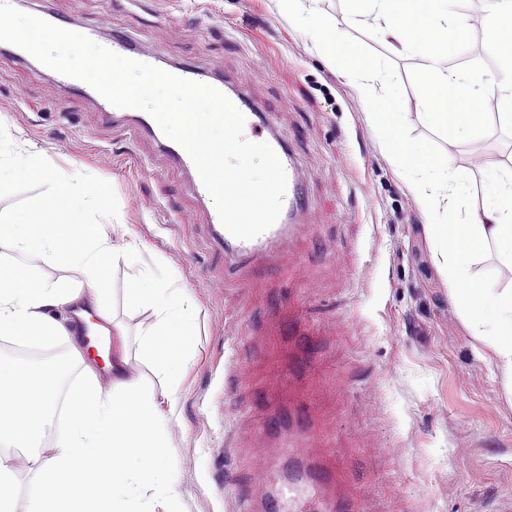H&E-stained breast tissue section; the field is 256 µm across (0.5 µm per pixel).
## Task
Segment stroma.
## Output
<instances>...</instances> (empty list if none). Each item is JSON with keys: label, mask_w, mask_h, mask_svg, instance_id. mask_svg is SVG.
I'll list each match as a JSON object with an SVG mask.
<instances>
[{"label": "stroma", "mask_w": 512, "mask_h": 512, "mask_svg": "<svg viewBox=\"0 0 512 512\" xmlns=\"http://www.w3.org/2000/svg\"><path fill=\"white\" fill-rule=\"evenodd\" d=\"M328 41L356 62L378 58L368 87L322 56L280 0H18L60 21L147 42L161 66H200L243 83L305 181L308 215L241 261L213 237L189 172L159 140L109 125L97 103L50 70L0 50V159L22 133L58 180L99 185L110 238H135L133 262L110 267L107 303L128 328L129 370L164 383L138 353L151 311L124 302L141 267L176 277L197 335L169 431L183 512H242L268 490L261 470L302 465L335 479L307 512H497L512 499V400L490 353L449 298L448 275L415 189L391 162L367 107L395 113L406 142L447 155L469 177L465 205L484 202L485 161L512 156V129L491 112L449 139L422 106L431 45L392 49L375 22L354 28L347 0H313ZM468 53L442 45L449 68L495 69L484 0H463ZM289 438L293 447L278 443Z\"/></svg>", "instance_id": "stroma-1"}]
</instances>
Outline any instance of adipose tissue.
<instances>
[{
	"instance_id": "adipose-tissue-1",
	"label": "adipose tissue",
	"mask_w": 512,
	"mask_h": 512,
	"mask_svg": "<svg viewBox=\"0 0 512 512\" xmlns=\"http://www.w3.org/2000/svg\"><path fill=\"white\" fill-rule=\"evenodd\" d=\"M364 12L349 15L383 22L387 40L408 47L414 40L441 44L463 36L465 14L452 11L454 0H363ZM489 33L504 60L487 76L500 93L498 120L512 126V0H491ZM429 68L450 85L453 96H428L427 118L451 134L479 123L481 100L469 91L468 77L447 73L434 55ZM395 164L412 180L429 230L448 262L450 295L474 336L493 353L506 386H512V288L476 278L474 257L487 247L512 263V164L486 163L485 199L478 209L449 221L458 210L466 176L451 167L447 156L388 134ZM46 176L39 151L20 142L15 158L0 163V194L13 185ZM101 189L76 179L56 183L50 201L9 215L0 214V242L13 255L0 264V336L21 346H68V361L82 368V380L60 393L62 372L46 364L21 366L0 356V512H14L18 481L16 456H23L32 478L24 512H177L182 498L173 474L169 427L180 371L187 362L196 325L185 288L176 280H158L140 270L126 284L125 301L153 312L156 320L138 338L139 351L168 383V410H161L153 391L128 369V331L104 302L102 285L114 261L135 256L134 242H114L99 221ZM71 268L81 277L71 288L35 277L29 261ZM92 323L111 337L112 351L96 360L83 337L72 336V316ZM111 375L103 388L100 370ZM51 435L50 452L39 444Z\"/></svg>"
}]
</instances>
